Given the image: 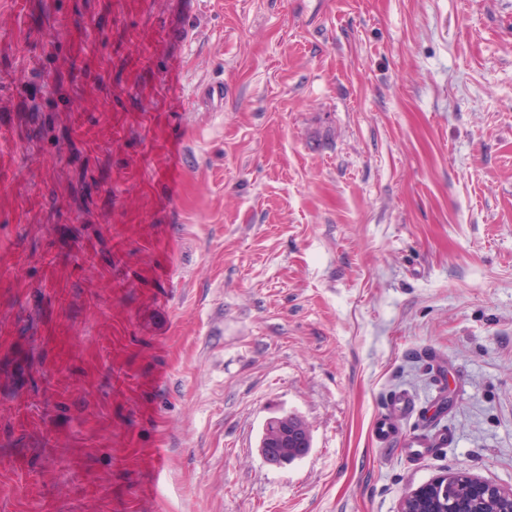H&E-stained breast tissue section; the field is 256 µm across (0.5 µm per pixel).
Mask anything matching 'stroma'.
Here are the masks:
<instances>
[{
	"instance_id": "35a3bbf8",
	"label": "stroma",
	"mask_w": 512,
	"mask_h": 512,
	"mask_svg": "<svg viewBox=\"0 0 512 512\" xmlns=\"http://www.w3.org/2000/svg\"><path fill=\"white\" fill-rule=\"evenodd\" d=\"M455 472L512 488V0H0V512ZM414 407L415 402L407 393L400 392L393 395L386 411L379 415L373 423V436L385 445L395 443L399 448H404L405 452L410 455L422 452L420 448L446 446L448 444V434L446 432H436L431 436L420 434L404 436L399 433L398 418ZM293 417V415L286 414L267 420L259 446L260 455L267 464L278 467L287 466L309 452L311 448L309 430L305 423L294 427L289 421V418ZM271 420L274 424L273 430H269L267 426ZM271 448L283 449L279 453H275ZM292 448H300L302 452L297 454Z\"/></svg>"
}]
</instances>
